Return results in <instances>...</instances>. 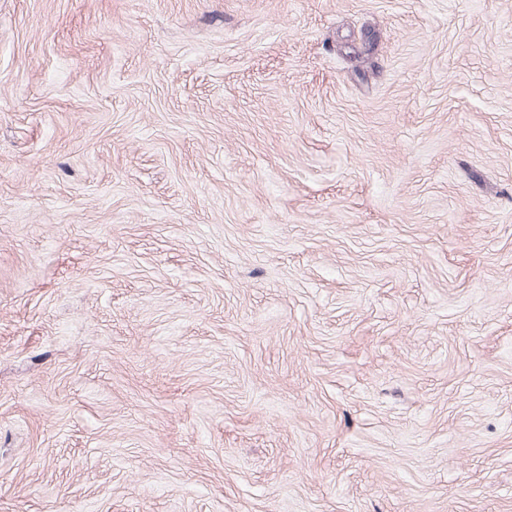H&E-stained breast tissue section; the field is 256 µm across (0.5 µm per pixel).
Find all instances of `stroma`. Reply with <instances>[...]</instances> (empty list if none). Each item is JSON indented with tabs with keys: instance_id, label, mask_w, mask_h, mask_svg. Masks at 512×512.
<instances>
[{
	"instance_id": "stroma-1",
	"label": "stroma",
	"mask_w": 512,
	"mask_h": 512,
	"mask_svg": "<svg viewBox=\"0 0 512 512\" xmlns=\"http://www.w3.org/2000/svg\"><path fill=\"white\" fill-rule=\"evenodd\" d=\"M0 512H512V0H0Z\"/></svg>"
}]
</instances>
